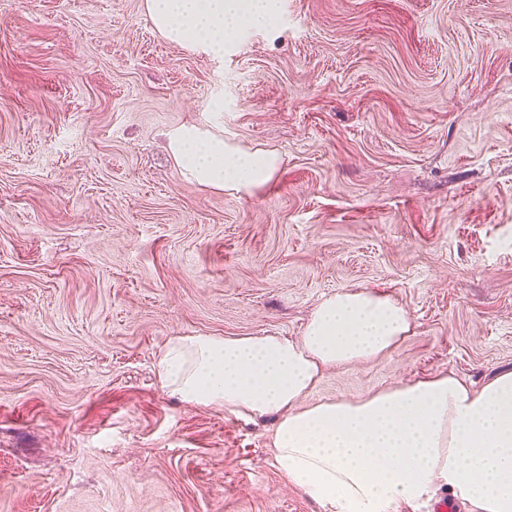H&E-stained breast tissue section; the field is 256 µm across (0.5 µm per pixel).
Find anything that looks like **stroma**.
I'll list each match as a JSON object with an SVG mask.
<instances>
[{
  "instance_id": "1",
  "label": "stroma",
  "mask_w": 512,
  "mask_h": 512,
  "mask_svg": "<svg viewBox=\"0 0 512 512\" xmlns=\"http://www.w3.org/2000/svg\"><path fill=\"white\" fill-rule=\"evenodd\" d=\"M278 3L216 58L143 0H0V512H326L275 418L161 386L175 336L298 339L372 289L412 335L309 402L512 370V0ZM187 122L273 180L185 181Z\"/></svg>"
}]
</instances>
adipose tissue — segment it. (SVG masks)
Returning <instances> with one entry per match:
<instances>
[{
	"mask_svg": "<svg viewBox=\"0 0 512 512\" xmlns=\"http://www.w3.org/2000/svg\"><path fill=\"white\" fill-rule=\"evenodd\" d=\"M167 41L223 56L227 43L271 23L269 0H145ZM180 175L250 196L280 160L223 133L183 124L168 135ZM412 333L407 310L369 289L321 300L301 339L175 336L157 361L161 385L183 402L246 420H279L272 455L289 483L327 512H397L439 487L466 512H512V370L480 388L451 372L357 400L306 403L326 367L392 350Z\"/></svg>",
	"mask_w": 512,
	"mask_h": 512,
	"instance_id": "obj_1",
	"label": "adipose tissue"
}]
</instances>
